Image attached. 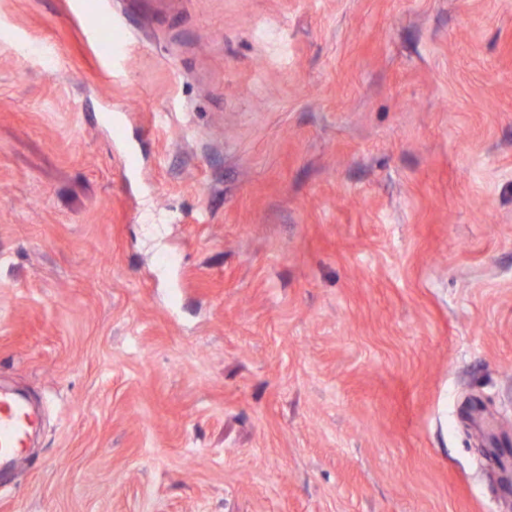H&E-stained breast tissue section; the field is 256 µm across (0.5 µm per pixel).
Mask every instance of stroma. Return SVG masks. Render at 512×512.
Returning a JSON list of instances; mask_svg holds the SVG:
<instances>
[{
	"label": "stroma",
	"instance_id": "obj_1",
	"mask_svg": "<svg viewBox=\"0 0 512 512\" xmlns=\"http://www.w3.org/2000/svg\"><path fill=\"white\" fill-rule=\"evenodd\" d=\"M0 386V512H512V0H0ZM38 420L9 391L0 388V476L24 450Z\"/></svg>",
	"mask_w": 512,
	"mask_h": 512
}]
</instances>
